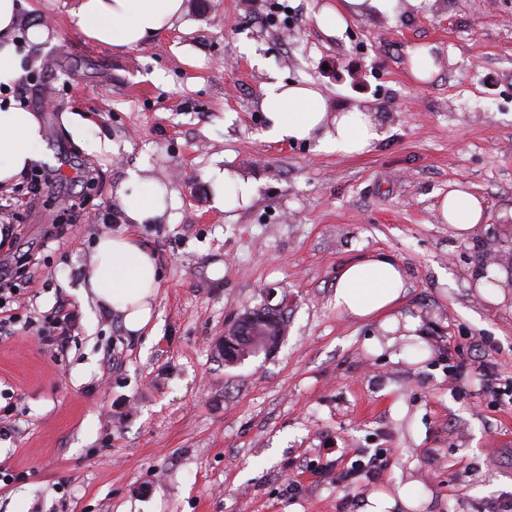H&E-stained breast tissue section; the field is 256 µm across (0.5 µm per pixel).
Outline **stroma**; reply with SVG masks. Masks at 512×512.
Segmentation results:
<instances>
[{
	"label": "stroma",
	"instance_id": "obj_1",
	"mask_svg": "<svg viewBox=\"0 0 512 512\" xmlns=\"http://www.w3.org/2000/svg\"><path fill=\"white\" fill-rule=\"evenodd\" d=\"M335 2L185 0L172 27L119 52L79 34L77 0H23L21 26L49 36L0 98L39 114L57 179L0 189V264L35 274L20 314L62 298L79 322L62 341L0 335V512H360L368 492L408 483L430 496L416 512H483L512 494V406L448 371L477 341L512 376V285L497 304L475 286L479 256L512 250V0H396L329 35L315 16ZM430 44L439 71L421 83L408 50ZM273 72L317 88L326 112L368 107L385 138L361 155L264 138ZM65 112L111 152L73 141ZM80 166L96 181L75 182ZM138 167L174 193L149 224L128 223L116 194ZM215 167L255 180L258 197L214 207ZM453 190L484 206L465 239L440 216ZM53 224L65 242L45 243ZM109 232L139 238L160 270L137 334L81 295ZM373 253L404 270L402 310L426 331L417 363L370 347L377 322L333 306L341 267ZM275 305L278 351L225 366V327ZM379 448L369 488L324 468Z\"/></svg>",
	"mask_w": 512,
	"mask_h": 512
}]
</instances>
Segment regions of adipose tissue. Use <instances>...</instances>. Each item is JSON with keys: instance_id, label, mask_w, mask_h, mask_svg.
Masks as SVG:
<instances>
[{"instance_id": "adipose-tissue-1", "label": "adipose tissue", "mask_w": 512, "mask_h": 512, "mask_svg": "<svg viewBox=\"0 0 512 512\" xmlns=\"http://www.w3.org/2000/svg\"><path fill=\"white\" fill-rule=\"evenodd\" d=\"M394 0H339L316 14L317 26L333 33L348 18L363 14H386ZM22 0H0V85L12 86L22 75L20 39L41 44L47 41L45 27L20 29ZM184 12V0H79L73 10L79 34L115 51L147 43L152 33L171 26ZM260 108L265 136L274 142H315L318 150L342 155H360L383 139L384 133L372 113L354 105L328 114L323 97L314 86L286 83L271 77L263 88ZM43 125L35 112L20 102L0 101V188H10L32 166L46 163ZM213 204L230 209L249 204L257 194L254 180L230 176L222 169L210 172ZM129 195L120 201L130 223L142 224L163 216L169 192L165 186L145 179L139 170H129ZM441 216L454 236L469 237L483 219V206L474 195L452 191L439 204ZM94 302L123 319L125 328L139 333L149 324L159 286L158 269L150 252L136 237L106 234L98 238L86 278ZM406 293L400 265L385 255H367L345 264L336 279L334 306L354 320L377 321L383 333L401 340L421 339L425 330L420 318L401 309ZM427 492L414 484L398 487L396 493L377 492L367 497L361 512H412L427 502Z\"/></svg>"}]
</instances>
